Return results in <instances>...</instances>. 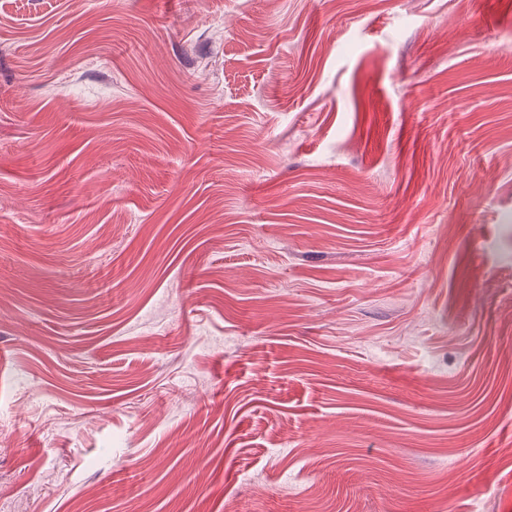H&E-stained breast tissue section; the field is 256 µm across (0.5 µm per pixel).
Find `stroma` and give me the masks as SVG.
Here are the masks:
<instances>
[{
	"mask_svg": "<svg viewBox=\"0 0 512 512\" xmlns=\"http://www.w3.org/2000/svg\"><path fill=\"white\" fill-rule=\"evenodd\" d=\"M512 0H0V512H512Z\"/></svg>",
	"mask_w": 512,
	"mask_h": 512,
	"instance_id": "stroma-1",
	"label": "stroma"
}]
</instances>
